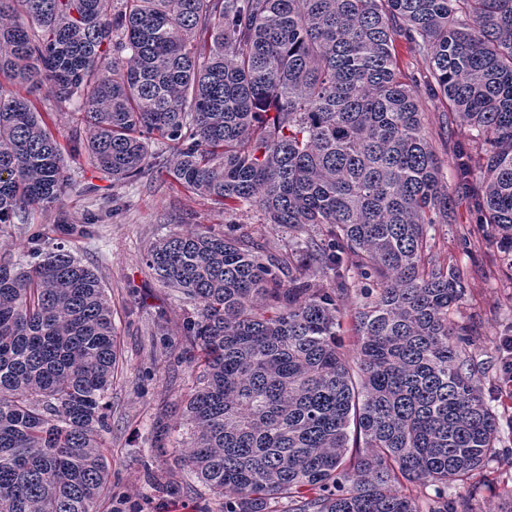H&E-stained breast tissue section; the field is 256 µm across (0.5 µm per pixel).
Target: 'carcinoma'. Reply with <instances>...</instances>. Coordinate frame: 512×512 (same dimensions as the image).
I'll return each instance as SVG.
<instances>
[{
  "label": "carcinoma",
  "instance_id": "obj_1",
  "mask_svg": "<svg viewBox=\"0 0 512 512\" xmlns=\"http://www.w3.org/2000/svg\"><path fill=\"white\" fill-rule=\"evenodd\" d=\"M399 37L471 131L458 185L512 266V0H0V74L77 104L91 166L121 182L154 164L298 239L285 261L233 223L175 224L145 253L195 307L180 462L224 512H422L412 486L433 489L427 512H456L448 485L495 454L497 414L451 319L464 277L430 256L450 196ZM49 118L0 84V224L66 193ZM154 135L171 157L149 153ZM314 224L321 238H302ZM42 241L35 263H0V512H95L112 305L90 267ZM356 276L373 287L351 311V360L339 332ZM352 428L366 453L348 455Z\"/></svg>",
  "mask_w": 512,
  "mask_h": 512
}]
</instances>
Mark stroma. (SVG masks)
<instances>
[{
	"label": "stroma",
	"instance_id": "stroma-1",
	"mask_svg": "<svg viewBox=\"0 0 512 512\" xmlns=\"http://www.w3.org/2000/svg\"><path fill=\"white\" fill-rule=\"evenodd\" d=\"M396 50L406 81L421 87L423 127L443 175L455 182L451 149L468 130L454 120L448 101L425 90L424 57L402 40ZM32 100L39 111L53 115L51 129L63 152L69 187L62 203L31 208L24 218L0 224V261L24 262L32 232L48 231L46 245L52 248L60 240L51 225L99 217L91 236L65 242L98 275L117 310L123 372L112 387L111 430L106 435L112 488L97 512H224L223 499L183 469L177 449L154 446L152 423H180L181 401L194 372L180 359L186 348L181 328L187 308L175 292L159 285L143 255L172 225L220 233L228 217L218 205L188 192L156 167L134 180L112 182L89 165L85 132L71 106L57 105L44 90ZM237 220L254 245L278 255L295 251L287 228L266 223L258 209L239 213ZM433 236V261L458 269L465 278L452 319L472 330L467 351L474 381L501 424L497 457L476 471L469 484L449 487L448 496L473 512H512V393L502 387L500 352L501 339L512 336V265L503 260L487 228L476 224L471 204L462 195H455L447 223L435 225ZM160 310L167 315L163 338L153 327Z\"/></svg>",
	"mask_w": 512,
	"mask_h": 512
}]
</instances>
